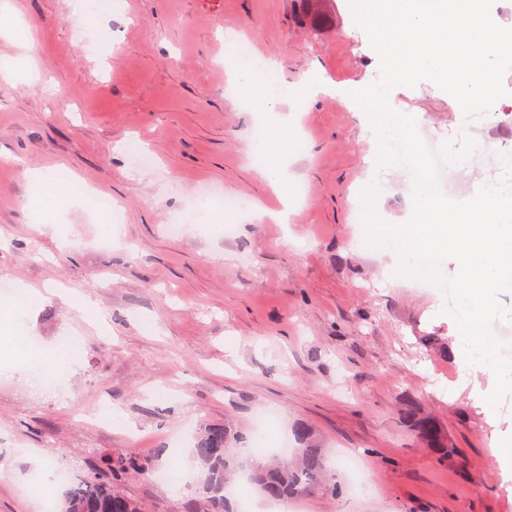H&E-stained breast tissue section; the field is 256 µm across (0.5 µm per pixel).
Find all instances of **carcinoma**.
I'll list each match as a JSON object with an SVG mask.
<instances>
[{"label": "carcinoma", "mask_w": 512, "mask_h": 512, "mask_svg": "<svg viewBox=\"0 0 512 512\" xmlns=\"http://www.w3.org/2000/svg\"><path fill=\"white\" fill-rule=\"evenodd\" d=\"M417 432L429 444L439 442L434 422L423 418ZM245 437L233 425L203 422L196 431L191 460L200 474L195 512H227L224 489L229 479L250 468V477L270 498L285 500L300 494L321 492L338 497L344 487L328 474L322 449L296 448L292 455H274L250 462ZM153 473L151 464L138 460L130 449L112 453L106 470L71 482L59 512H150L147 505L115 488L132 475Z\"/></svg>", "instance_id": "1"}]
</instances>
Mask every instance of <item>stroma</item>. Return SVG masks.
Segmentation results:
<instances>
[{
  "mask_svg": "<svg viewBox=\"0 0 512 512\" xmlns=\"http://www.w3.org/2000/svg\"><path fill=\"white\" fill-rule=\"evenodd\" d=\"M301 0H112L87 18L81 0H0V279L45 291L27 335L43 351L64 336L83 352L55 396L0 372V512H38L39 464L76 478L133 449L157 471L186 457L200 422H229L253 438L274 411L272 434L309 431L328 461L359 456L368 492L359 500L304 494L265 498L246 477L224 494L239 512H512V394L491 407L492 370L468 362L444 295L396 275L399 256L363 242L355 200L380 170L377 201L391 224L411 216L403 165L379 167L378 139L351 97L378 80L380 62L350 0H332L329 23L305 21ZM95 53L80 45L82 30ZM276 61L288 95L274 112L243 106L230 83L234 41ZM506 96L469 120L434 83L398 86L389 102L410 115L433 149L469 134L464 163L440 167V188L472 198L504 173L512 153V72ZM289 120L281 206L248 155L258 117ZM153 156L133 171L123 144ZM42 169L75 200L54 223H34L28 170ZM244 202L232 240L229 216L181 224L202 191ZM111 199L115 241L89 205ZM89 295L106 328L86 323ZM167 383L166 395L156 393ZM121 425H85L101 400ZM432 418L455 453L417 435ZM124 491L152 512H192L195 487L141 476Z\"/></svg>",
  "mask_w": 512,
  "mask_h": 512,
  "instance_id": "stroma-1",
  "label": "stroma"
}]
</instances>
